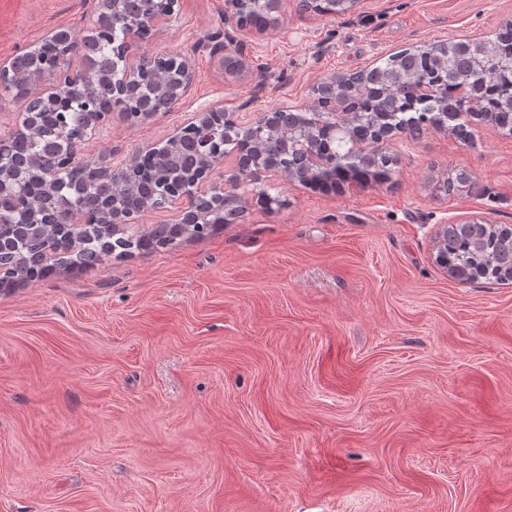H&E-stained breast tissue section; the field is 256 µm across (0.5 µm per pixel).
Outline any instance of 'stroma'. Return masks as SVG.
<instances>
[{
	"mask_svg": "<svg viewBox=\"0 0 512 512\" xmlns=\"http://www.w3.org/2000/svg\"><path fill=\"white\" fill-rule=\"evenodd\" d=\"M97 6L0 0V60L82 35ZM278 19L243 34L230 79L204 48L224 0H180L143 49L192 59L187 94L80 157L118 164L191 112L308 107L393 53L493 40L512 0H281ZM467 130L393 140L384 182L241 186L208 235L0 294V512H512V284L435 261L443 226H512V133Z\"/></svg>",
	"mask_w": 512,
	"mask_h": 512,
	"instance_id": "35a3bbf8",
	"label": "stroma"
}]
</instances>
